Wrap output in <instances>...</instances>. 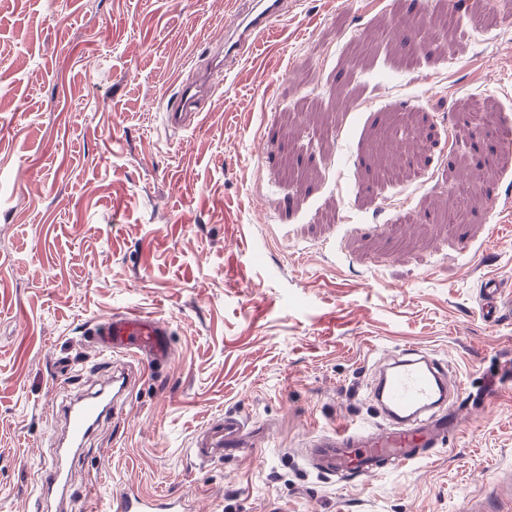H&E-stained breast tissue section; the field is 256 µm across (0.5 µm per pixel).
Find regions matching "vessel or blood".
Here are the masks:
<instances>
[{
    "label": "vessel or blood",
    "mask_w": 512,
    "mask_h": 512,
    "mask_svg": "<svg viewBox=\"0 0 512 512\" xmlns=\"http://www.w3.org/2000/svg\"><path fill=\"white\" fill-rule=\"evenodd\" d=\"M249 2L248 10L224 35L225 60L244 56L259 37L273 30L285 10V0ZM207 92L204 78L185 86L168 106L166 124L180 128L194 120ZM91 334L103 354L112 358L138 357L162 365L171 355L165 322L132 309L98 321ZM379 363L383 370L374 379L370 393L383 410L386 424L349 423L308 441V460L319 473L366 478L391 472L428 459L430 449L444 445L449 434L458 431V413L450 400L453 386L444 363L413 347L383 353ZM135 382V373L118 366L99 389L76 395L61 405L64 432L54 442L56 456L42 471L26 512H48L51 497L67 498L66 457L82 448L108 420L122 416ZM252 450L245 421L232 412L215 416L198 429L190 448L193 457L203 463ZM180 506L178 497L147 495L127 484L113 492L109 503L110 512H179Z\"/></svg>",
    "instance_id": "1"
}]
</instances>
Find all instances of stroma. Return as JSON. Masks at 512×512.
Segmentation results:
<instances>
[{
	"instance_id": "obj_1",
	"label": "stroma",
	"mask_w": 512,
	"mask_h": 512,
	"mask_svg": "<svg viewBox=\"0 0 512 512\" xmlns=\"http://www.w3.org/2000/svg\"><path fill=\"white\" fill-rule=\"evenodd\" d=\"M247 7L0 0V512H24L62 402L112 370L89 328L129 308L173 357L69 459L74 496L468 512L512 477V312L480 299H512V0H288L168 129ZM406 345L453 367L460 430L391 473L311 469L312 435L379 422L374 361ZM227 411L261 455L199 463L195 431ZM208 92L207 79L201 78L196 83L185 86L178 99L167 108L165 122L174 128H181L194 120L199 112V105Z\"/></svg>"
}]
</instances>
